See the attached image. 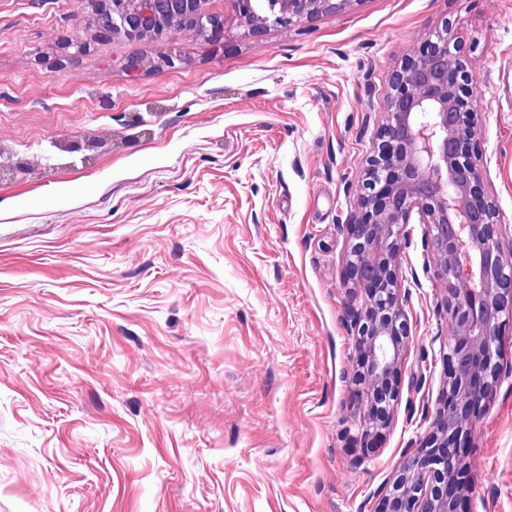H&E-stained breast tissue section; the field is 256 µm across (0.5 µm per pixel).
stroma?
Masks as SVG:
<instances>
[{
  "mask_svg": "<svg viewBox=\"0 0 512 512\" xmlns=\"http://www.w3.org/2000/svg\"><path fill=\"white\" fill-rule=\"evenodd\" d=\"M210 8L221 51L0 0V146L27 165L0 176V512H374L435 425L447 292L410 225L399 398L379 448L350 447L345 226L391 75L446 21L512 259V0H350L257 36ZM500 349L472 512H512V333Z\"/></svg>",
  "mask_w": 512,
  "mask_h": 512,
  "instance_id": "35a3bbf8",
  "label": "stroma"
}]
</instances>
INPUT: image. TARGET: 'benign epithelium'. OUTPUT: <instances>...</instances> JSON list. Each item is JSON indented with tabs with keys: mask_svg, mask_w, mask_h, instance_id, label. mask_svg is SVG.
<instances>
[{
	"mask_svg": "<svg viewBox=\"0 0 512 512\" xmlns=\"http://www.w3.org/2000/svg\"><path fill=\"white\" fill-rule=\"evenodd\" d=\"M350 0H225L258 34L268 21L287 27L340 11ZM209 0H98L92 25L114 37L156 39L199 32L224 46V16ZM207 18V25L200 24ZM473 80L448 25L421 39L390 80L377 154L361 184L358 218L348 236L345 280L364 294L350 302L360 369L354 396H367V420L352 437L367 454L389 424L399 397L402 352L410 326L400 306L398 256L412 214L427 226L425 247L448 283V345L439 356L447 377L435 430L392 476L375 512H470L467 455L473 424L499 378L494 362L512 323V263L499 245L496 206L472 160L476 131Z\"/></svg>",
	"mask_w": 512,
	"mask_h": 512,
	"instance_id": "7a95c632",
	"label": "benign epithelium"
}]
</instances>
